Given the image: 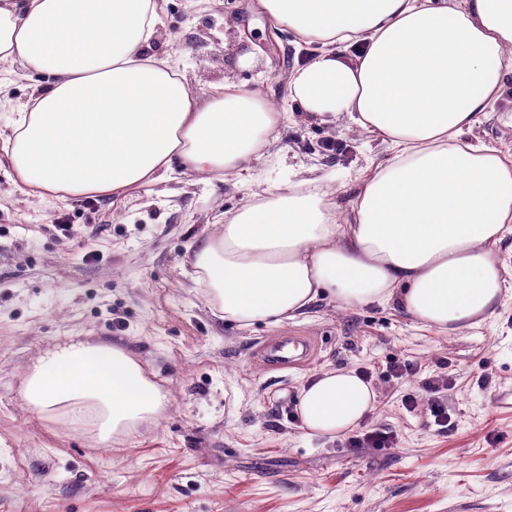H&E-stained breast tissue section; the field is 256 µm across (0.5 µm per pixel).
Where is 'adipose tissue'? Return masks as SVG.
<instances>
[{
  "instance_id": "obj_1",
  "label": "adipose tissue",
  "mask_w": 512,
  "mask_h": 512,
  "mask_svg": "<svg viewBox=\"0 0 512 512\" xmlns=\"http://www.w3.org/2000/svg\"><path fill=\"white\" fill-rule=\"evenodd\" d=\"M315 53L287 102L377 135L387 158L355 186L305 179L248 198L194 253L195 282L225 319L281 325L322 294L395 304L442 332L494 316L512 264V153L468 138L512 81V0H259ZM158 0H0V64L49 82L4 148L39 197L118 195L181 167L196 183L234 175L288 116L234 81L195 96L178 63L150 53ZM20 397L44 420L106 444L158 422L167 393L124 348L70 341L28 369ZM377 394L357 370L302 386L309 435L361 426Z\"/></svg>"
}]
</instances>
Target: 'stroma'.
Returning <instances> with one entry per match:
<instances>
[{
  "label": "stroma",
  "mask_w": 512,
  "mask_h": 512,
  "mask_svg": "<svg viewBox=\"0 0 512 512\" xmlns=\"http://www.w3.org/2000/svg\"><path fill=\"white\" fill-rule=\"evenodd\" d=\"M152 50L178 60L196 96L230 79L275 102L312 53L256 0H165ZM31 94L19 67L0 66V512H512V298L450 333L326 296L288 324L242 328L193 281L192 246L253 194L318 178L347 208L340 187L385 158L380 138L297 111L240 177L43 199L15 183L4 150ZM511 115L510 86L477 134L512 150ZM284 336L315 340L314 355L267 365L262 347ZM72 339L131 351L169 395L161 420L95 446L25 408L28 366ZM342 367L369 369L377 404L361 429L391 447L307 435L301 387ZM444 372L445 428L424 387Z\"/></svg>",
  "instance_id": "1"
}]
</instances>
